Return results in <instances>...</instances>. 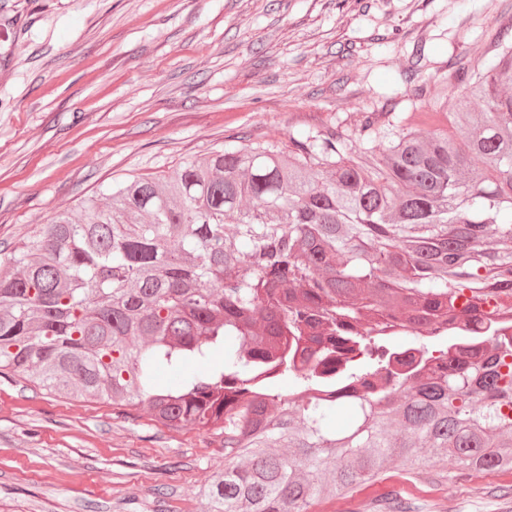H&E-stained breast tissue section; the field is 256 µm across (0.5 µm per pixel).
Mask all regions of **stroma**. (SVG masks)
Wrapping results in <instances>:
<instances>
[{
  "mask_svg": "<svg viewBox=\"0 0 512 512\" xmlns=\"http://www.w3.org/2000/svg\"><path fill=\"white\" fill-rule=\"evenodd\" d=\"M506 29L512 0H0V268L56 212L226 137L284 149L445 101ZM223 466L221 438L147 407L0 375V512H208L198 489ZM502 484L438 460L380 490L413 512H512Z\"/></svg>",
  "mask_w": 512,
  "mask_h": 512,
  "instance_id": "35a3bbf8",
  "label": "stroma"
}]
</instances>
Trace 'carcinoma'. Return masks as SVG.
Instances as JSON below:
<instances>
[{
	"label": "carcinoma",
	"instance_id": "carcinoma-1",
	"mask_svg": "<svg viewBox=\"0 0 512 512\" xmlns=\"http://www.w3.org/2000/svg\"><path fill=\"white\" fill-rule=\"evenodd\" d=\"M427 108L286 151L229 138L58 212L0 270V370L221 437L209 512H307L436 458L512 474V251L485 247L512 237V44L460 77L458 135ZM334 373L347 391L318 397Z\"/></svg>",
	"mask_w": 512,
	"mask_h": 512
}]
</instances>
